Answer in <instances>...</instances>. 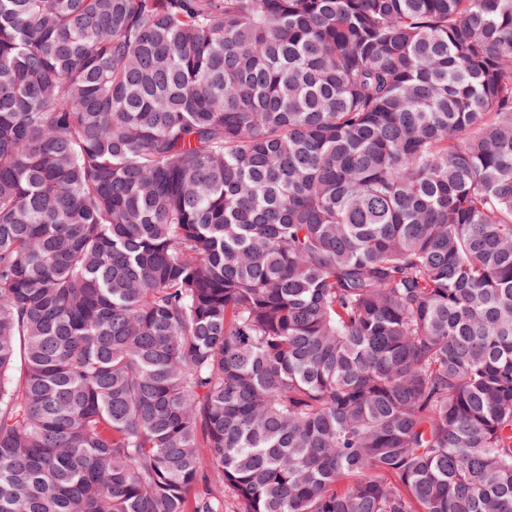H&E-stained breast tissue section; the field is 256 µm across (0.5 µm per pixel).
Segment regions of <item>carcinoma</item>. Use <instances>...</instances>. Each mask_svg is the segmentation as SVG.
<instances>
[{
    "instance_id": "carcinoma-1",
    "label": "carcinoma",
    "mask_w": 512,
    "mask_h": 512,
    "mask_svg": "<svg viewBox=\"0 0 512 512\" xmlns=\"http://www.w3.org/2000/svg\"><path fill=\"white\" fill-rule=\"evenodd\" d=\"M512 512V0H0V512Z\"/></svg>"
}]
</instances>
